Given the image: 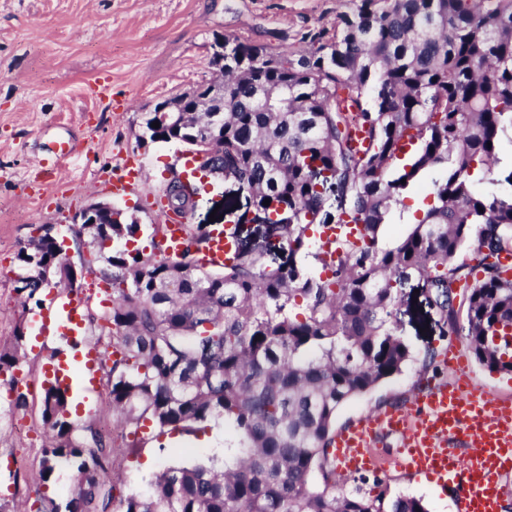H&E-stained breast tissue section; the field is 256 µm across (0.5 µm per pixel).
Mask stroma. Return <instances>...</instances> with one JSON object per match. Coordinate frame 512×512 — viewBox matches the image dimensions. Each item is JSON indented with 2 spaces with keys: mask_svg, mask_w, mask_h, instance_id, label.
<instances>
[{
  "mask_svg": "<svg viewBox=\"0 0 512 512\" xmlns=\"http://www.w3.org/2000/svg\"><path fill=\"white\" fill-rule=\"evenodd\" d=\"M359 0H0V347L14 343L23 325L19 361L0 375V512H37L43 497L66 498L72 471L40 478L47 442L43 421L46 372L56 363L70 372L72 418L105 433L117 449L108 477H120L116 496L148 491L153 476L172 465H191L223 455L236 445L230 423H211L197 435L120 425L109 404L108 365L81 366V349L66 337L43 335L44 308L61 309L72 298L97 312L106 298L96 275L78 292L58 286L35 300L16 291L23 269L18 252L42 226L69 236L75 213L105 199L95 186L99 171L115 169L122 152L139 157L145 172L138 193L117 201L127 219L150 235L156 217L150 198L171 176L184 150L177 142L139 145L140 117L160 100L212 82L215 38L224 36L272 53L302 51L306 33L333 34L340 15ZM105 95H89L98 77ZM72 146L59 168L45 160L60 142ZM416 279L402 284L395 323L413 359L394 376L344 404L335 430L393 406L407 407L415 393L451 372L440 360L455 333L419 293ZM94 378L88 390L85 378ZM24 404H17V396ZM390 493L422 498L429 512H454L455 492L423 474L390 469L382 476Z\"/></svg>",
  "mask_w": 512,
  "mask_h": 512,
  "instance_id": "1",
  "label": "stroma"
}]
</instances>
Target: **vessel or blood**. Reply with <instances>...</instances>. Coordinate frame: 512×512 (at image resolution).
Instances as JSON below:
<instances>
[{"instance_id": "vessel-or-blood-1", "label": "vessel or blood", "mask_w": 512, "mask_h": 512, "mask_svg": "<svg viewBox=\"0 0 512 512\" xmlns=\"http://www.w3.org/2000/svg\"><path fill=\"white\" fill-rule=\"evenodd\" d=\"M144 171L139 160L127 156L119 170L102 176L99 186L116 198H127ZM169 256H180L187 226L166 216ZM234 256V243L221 228L210 231L201 264L221 268ZM454 370L452 381H440L418 393L406 409H390L340 432L333 456L344 475L380 474L388 466L426 474L456 492V512H499L512 476V398H504L474 384L466 373L468 358L459 345L445 357ZM398 437L397 451L384 448L386 438Z\"/></svg>"}]
</instances>
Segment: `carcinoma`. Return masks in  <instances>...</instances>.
I'll return each mask as SVG.
<instances>
[{
    "instance_id": "cac0c4a2",
    "label": "carcinoma",
    "mask_w": 512,
    "mask_h": 512,
    "mask_svg": "<svg viewBox=\"0 0 512 512\" xmlns=\"http://www.w3.org/2000/svg\"><path fill=\"white\" fill-rule=\"evenodd\" d=\"M224 53V123L207 128L199 112L163 142L215 149L224 180L262 216L261 247L242 242L215 270L197 261L206 224L188 226L177 259L158 226L148 254L127 248L141 231L134 222L72 232L81 245L112 237L87 261L112 288L104 324L92 320L89 331L112 338L118 421L160 435L223 418L239 447L222 462L170 467L152 492L118 499L104 480L112 447L70 420L67 390L53 385L41 479L62 464L73 479L68 497L42 499L40 512H428L418 497L387 494L378 478L375 494L336 495L311 476L340 407L412 359L393 320L402 279L418 278L481 365L512 371V358L486 342L492 326L512 328V279L500 266L512 253V191L480 193L472 179L482 167L494 181L501 135L512 129V0H360L332 37L310 36L306 51L274 55L226 37ZM156 120L142 113L138 142L156 139ZM357 128L370 142L362 155L351 143ZM434 170L432 202L385 242V226L404 219L405 199ZM162 191L176 212L197 188L174 172ZM349 220L362 232L334 253L311 234ZM469 246L474 266L462 258ZM33 256L59 263L47 235L18 252L23 265ZM466 269L481 278L467 283ZM460 283L464 325L452 293Z\"/></svg>"
}]
</instances>
